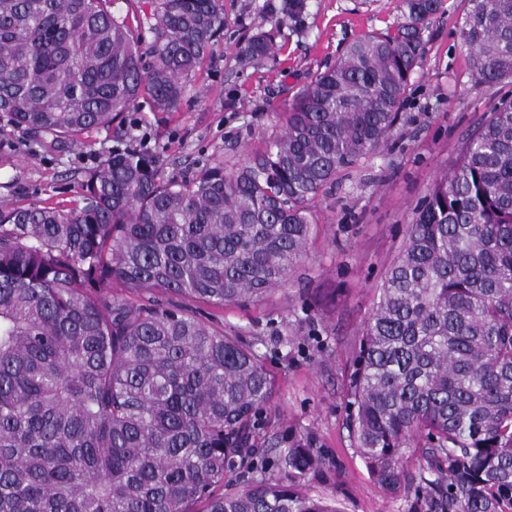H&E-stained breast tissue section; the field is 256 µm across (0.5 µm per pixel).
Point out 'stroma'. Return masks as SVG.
<instances>
[{
    "instance_id": "35a3bbf8",
    "label": "stroma",
    "mask_w": 512,
    "mask_h": 512,
    "mask_svg": "<svg viewBox=\"0 0 512 512\" xmlns=\"http://www.w3.org/2000/svg\"><path fill=\"white\" fill-rule=\"evenodd\" d=\"M275 0H224V36L214 44L179 111L138 103L121 130L94 128L81 143L46 151L0 114V207L33 203L63 210L80 199L86 170L113 148L155 153L167 176L192 175L215 159L232 165L276 134L297 91L354 39L400 21L402 0H310L301 28L271 11ZM468 0H445L412 75L408 123L388 151L341 175L316 208L300 269L258 303L185 307L259 352L275 381L264 413L266 438L308 439L325 459L309 495L342 512H412L407 495L387 494L369 475L348 427L347 401L360 331L397 258L418 200L454 161L465 135L511 92L475 88L458 29ZM274 30L278 51L242 62L247 39Z\"/></svg>"
}]
</instances>
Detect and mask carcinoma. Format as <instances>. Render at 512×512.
<instances>
[{
	"mask_svg": "<svg viewBox=\"0 0 512 512\" xmlns=\"http://www.w3.org/2000/svg\"><path fill=\"white\" fill-rule=\"evenodd\" d=\"M115 0H0V113L60 148L122 125L139 100L176 112L224 35L223 0H151V60ZM473 86L512 83V0H468ZM308 0L281 12L301 23ZM444 0L318 70L247 162L168 177L147 150L88 170L82 204L0 211V512H341L303 491V439L277 477L254 467L274 378L253 345L118 283L222 306L259 301L307 256L315 200L405 124ZM272 34L245 61L274 54ZM350 424L372 478L414 512H512V96L415 208L361 331ZM419 463L410 474L411 458Z\"/></svg>",
	"mask_w": 512,
	"mask_h": 512,
	"instance_id": "obj_1",
	"label": "carcinoma"
}]
</instances>
